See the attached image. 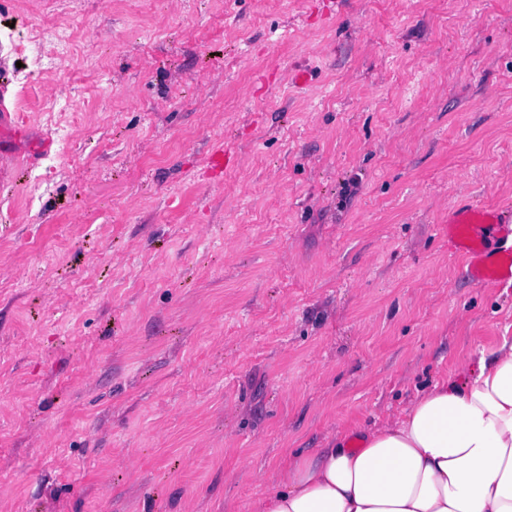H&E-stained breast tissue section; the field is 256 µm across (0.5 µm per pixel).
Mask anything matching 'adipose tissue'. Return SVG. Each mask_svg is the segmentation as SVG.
Segmentation results:
<instances>
[{"mask_svg": "<svg viewBox=\"0 0 512 512\" xmlns=\"http://www.w3.org/2000/svg\"><path fill=\"white\" fill-rule=\"evenodd\" d=\"M257 512H512V342L384 424L289 455Z\"/></svg>", "mask_w": 512, "mask_h": 512, "instance_id": "adipose-tissue-1", "label": "adipose tissue"}]
</instances>
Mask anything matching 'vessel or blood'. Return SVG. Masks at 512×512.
<instances>
[{"label": "vessel or blood", "instance_id": "vessel-or-blood-1", "mask_svg": "<svg viewBox=\"0 0 512 512\" xmlns=\"http://www.w3.org/2000/svg\"><path fill=\"white\" fill-rule=\"evenodd\" d=\"M448 250L478 285L512 286V210L458 200L448 210Z\"/></svg>", "mask_w": 512, "mask_h": 512}]
</instances>
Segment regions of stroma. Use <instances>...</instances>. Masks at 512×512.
Returning <instances> with one entry per match:
<instances>
[{"label": "stroma", "instance_id": "1", "mask_svg": "<svg viewBox=\"0 0 512 512\" xmlns=\"http://www.w3.org/2000/svg\"><path fill=\"white\" fill-rule=\"evenodd\" d=\"M321 2L0 0L53 141L0 184V512H255L512 341L448 251L459 190L512 205V0Z\"/></svg>", "mask_w": 512, "mask_h": 512}]
</instances>
